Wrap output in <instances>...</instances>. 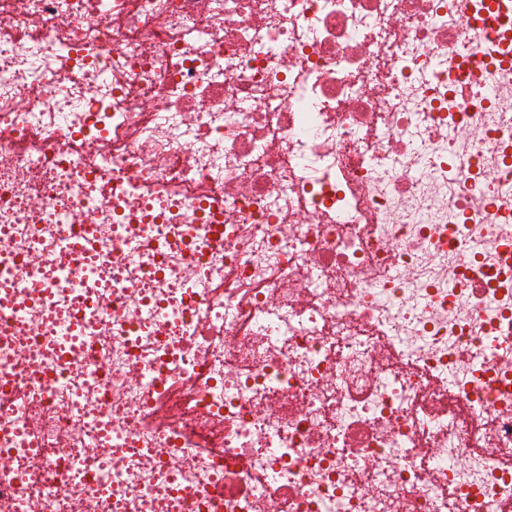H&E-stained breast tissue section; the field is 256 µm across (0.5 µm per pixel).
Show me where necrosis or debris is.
Wrapping results in <instances>:
<instances>
[{
  "label": "necrosis or debris",
  "mask_w": 512,
  "mask_h": 512,
  "mask_svg": "<svg viewBox=\"0 0 512 512\" xmlns=\"http://www.w3.org/2000/svg\"><path fill=\"white\" fill-rule=\"evenodd\" d=\"M0 512H512V0H0Z\"/></svg>",
  "instance_id": "4bbe7bcc"
}]
</instances>
